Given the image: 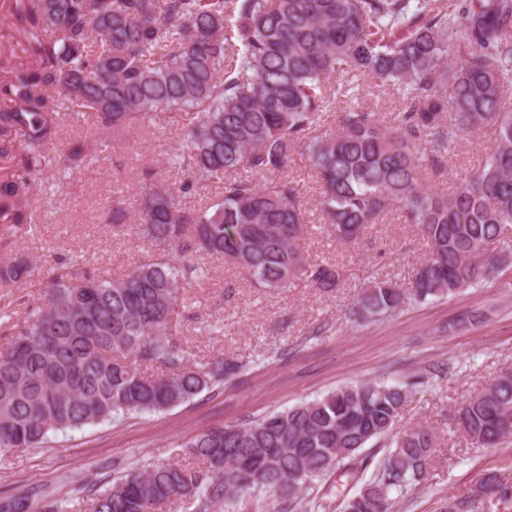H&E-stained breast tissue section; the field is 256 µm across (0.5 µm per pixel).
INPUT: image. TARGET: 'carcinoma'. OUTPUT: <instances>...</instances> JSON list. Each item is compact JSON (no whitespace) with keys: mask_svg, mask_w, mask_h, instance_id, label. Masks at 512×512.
Here are the masks:
<instances>
[{"mask_svg":"<svg viewBox=\"0 0 512 512\" xmlns=\"http://www.w3.org/2000/svg\"><path fill=\"white\" fill-rule=\"evenodd\" d=\"M30 61L0 86V252L34 224L28 200L51 186L32 176L52 164L59 128L71 120L114 131L165 113L188 118L169 159L189 172L182 189L221 182L222 197L200 209L146 178L135 220L159 251L127 274L99 280L63 259L48 302L14 325L0 352V448H32L48 435L156 413L241 375L234 357L205 363L177 327L194 302L186 286L206 276L202 260L225 261L256 288L333 292L341 266L304 252L309 217L298 184L282 177L297 153L321 183L317 209L329 235L355 242L396 209L429 245L409 286L375 278L357 312L384 317L407 301L453 297L486 280L498 258L488 243L512 229V0H13ZM363 74L402 93L388 125L372 112L336 113L321 132L345 80ZM498 129L485 161L442 191L421 182L438 173L467 133ZM102 143L89 138L57 169L86 166ZM267 177L257 186L249 175ZM31 263L0 258V290L32 276ZM160 364L162 375L139 366ZM410 391L363 381L243 425L215 426L184 444L192 462L135 469L90 498L89 512H156L187 501L196 512L244 493L297 494L336 474L351 484L364 448L392 437L385 457L346 512H382L428 473L435 434H397ZM472 444L512 435V374L505 371L458 411ZM63 512L40 488L0 497V512Z\"/></svg>","mask_w":512,"mask_h":512,"instance_id":"1","label":"carcinoma"}]
</instances>
